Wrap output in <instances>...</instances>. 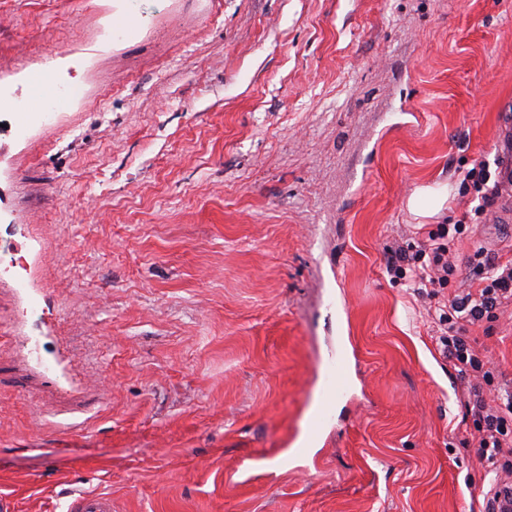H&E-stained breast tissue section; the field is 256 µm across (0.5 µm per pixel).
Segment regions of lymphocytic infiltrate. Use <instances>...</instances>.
<instances>
[{
	"mask_svg": "<svg viewBox=\"0 0 512 512\" xmlns=\"http://www.w3.org/2000/svg\"><path fill=\"white\" fill-rule=\"evenodd\" d=\"M462 186L478 204L451 224H439L417 242L391 248L386 271L393 280L428 289L438 298L435 309L437 339L450 365L467 381L468 404L477 421L472 439L476 459L504 480H512V392L498 393L496 372L487 355L472 344L471 327L499 321L512 309V259L484 250L464 254L461 239L474 219L491 213L501 195V177L486 163L475 164L463 175ZM468 260L473 274L467 287H458L459 263ZM447 290L439 299V290Z\"/></svg>",
	"mask_w": 512,
	"mask_h": 512,
	"instance_id": "lymphocytic-infiltrate-1",
	"label": "lymphocytic infiltrate"
}]
</instances>
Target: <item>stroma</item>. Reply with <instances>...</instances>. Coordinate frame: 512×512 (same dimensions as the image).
Masks as SVG:
<instances>
[{
	"label": "stroma",
	"mask_w": 512,
	"mask_h": 512,
	"mask_svg": "<svg viewBox=\"0 0 512 512\" xmlns=\"http://www.w3.org/2000/svg\"><path fill=\"white\" fill-rule=\"evenodd\" d=\"M59 53L60 124L0 111L14 512H484L467 385L384 252L496 161L512 0H0L19 101ZM423 186L453 190L430 217ZM470 336L512 389V318ZM332 347L351 388L315 434ZM16 254L6 258L0 253V277L2 274H10L18 288L27 287V267L21 261L22 256ZM67 512H112V497L108 494H83L74 497Z\"/></svg>",
	"instance_id": "stroma-1"
}]
</instances>
